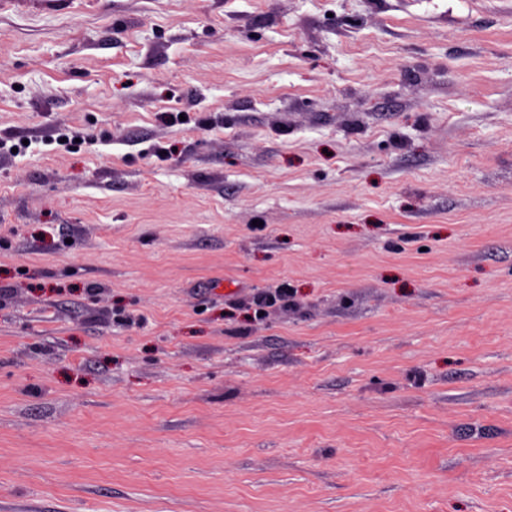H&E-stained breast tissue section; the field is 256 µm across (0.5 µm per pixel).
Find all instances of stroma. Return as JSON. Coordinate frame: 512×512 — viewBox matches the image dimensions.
<instances>
[{
    "instance_id": "35a3bbf8",
    "label": "stroma",
    "mask_w": 512,
    "mask_h": 512,
    "mask_svg": "<svg viewBox=\"0 0 512 512\" xmlns=\"http://www.w3.org/2000/svg\"><path fill=\"white\" fill-rule=\"evenodd\" d=\"M0 512H512V0H0Z\"/></svg>"
}]
</instances>
